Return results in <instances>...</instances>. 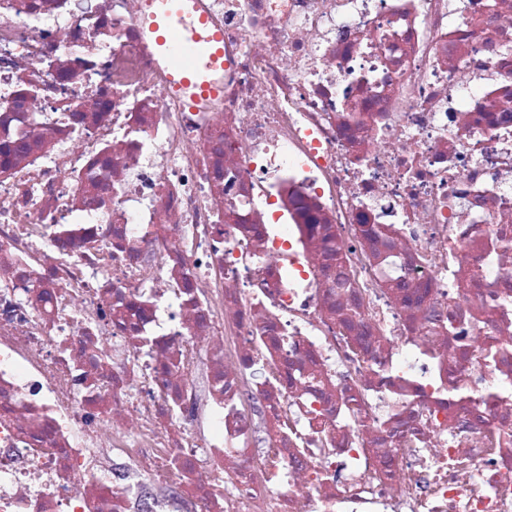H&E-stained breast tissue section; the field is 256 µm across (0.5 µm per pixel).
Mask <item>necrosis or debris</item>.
Returning a JSON list of instances; mask_svg holds the SVG:
<instances>
[{
	"mask_svg": "<svg viewBox=\"0 0 512 512\" xmlns=\"http://www.w3.org/2000/svg\"><path fill=\"white\" fill-rule=\"evenodd\" d=\"M196 6L0 0V512H512V0ZM187 0H155L148 31L172 71L176 88L192 90V100L218 97L224 92L219 69L224 68V36L209 31L200 39L183 25Z\"/></svg>",
	"mask_w": 512,
	"mask_h": 512,
	"instance_id": "1",
	"label": "necrosis or debris"
}]
</instances>
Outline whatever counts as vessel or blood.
Masks as SVG:
<instances>
[{
	"mask_svg": "<svg viewBox=\"0 0 512 512\" xmlns=\"http://www.w3.org/2000/svg\"><path fill=\"white\" fill-rule=\"evenodd\" d=\"M187 0H155L148 31L172 71L176 87L192 91L193 101L218 97L224 82V36L208 32L197 38L183 25Z\"/></svg>",
	"mask_w": 512,
	"mask_h": 512,
	"instance_id": "b4317fda",
	"label": "vessel or blood"
}]
</instances>
